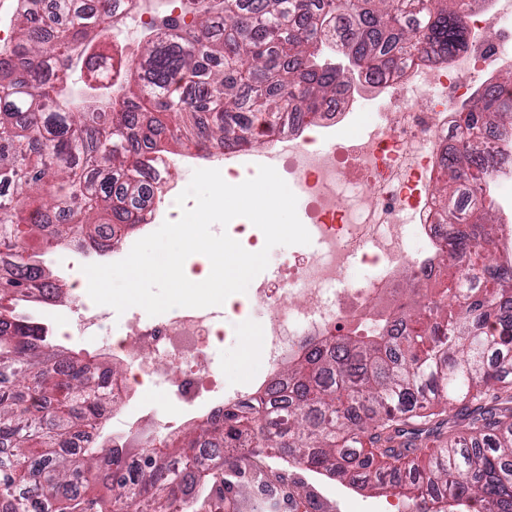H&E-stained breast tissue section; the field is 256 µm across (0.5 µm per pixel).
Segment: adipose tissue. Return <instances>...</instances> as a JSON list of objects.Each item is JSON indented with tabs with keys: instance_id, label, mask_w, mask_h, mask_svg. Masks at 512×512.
I'll return each mask as SVG.
<instances>
[{
	"instance_id": "ef3b65f1",
	"label": "adipose tissue",
	"mask_w": 512,
	"mask_h": 512,
	"mask_svg": "<svg viewBox=\"0 0 512 512\" xmlns=\"http://www.w3.org/2000/svg\"><path fill=\"white\" fill-rule=\"evenodd\" d=\"M172 231L177 245L169 252L164 271L173 288L195 300L207 299L212 280L241 276L254 258L228 241L201 236L193 222L173 225Z\"/></svg>"
}]
</instances>
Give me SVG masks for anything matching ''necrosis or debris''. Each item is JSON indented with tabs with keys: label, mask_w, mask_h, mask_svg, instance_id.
Returning <instances> with one entry per match:
<instances>
[{
	"label": "necrosis or debris",
	"mask_w": 512,
	"mask_h": 512,
	"mask_svg": "<svg viewBox=\"0 0 512 512\" xmlns=\"http://www.w3.org/2000/svg\"><path fill=\"white\" fill-rule=\"evenodd\" d=\"M464 23L473 31L498 28L501 38L473 45L444 63H424L379 78L359 76L316 120L292 114L288 132L265 151L238 148L208 157V164L234 178L261 165L283 168L307 202V229L317 250L286 259L276 285L259 291L266 307L263 333L270 360H285L322 336H343L401 315L407 309L408 285L426 286L439 277L437 256L451 244L432 184L460 137V107L489 77L512 68V0H486L465 14ZM369 103L379 105V113L363 130L351 133ZM154 170L155 202L142 221L146 235L176 219L175 201L182 191L170 181L165 161L155 160ZM356 260L375 268L377 277L344 284ZM122 334L114 357L128 374L116 403H128L130 394L144 385L167 382L169 369L181 367L185 374L174 392L177 400L222 408L224 390L217 385L209 351L226 333L213 311L181 307L147 327L133 314ZM132 336L150 342L156 354L129 350L126 340ZM303 480L297 468L270 476L255 484L252 497L235 512H341L337 502L318 490L297 494Z\"/></svg>",
	"instance_id": "1"
}]
</instances>
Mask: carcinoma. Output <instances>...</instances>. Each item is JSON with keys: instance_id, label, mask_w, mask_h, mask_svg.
Returning a JSON list of instances; mask_svg holds the SVG:
<instances>
[{"instance_id": "1", "label": "carcinoma", "mask_w": 512, "mask_h": 512, "mask_svg": "<svg viewBox=\"0 0 512 512\" xmlns=\"http://www.w3.org/2000/svg\"><path fill=\"white\" fill-rule=\"evenodd\" d=\"M17 0L0 43V302L46 291L25 242L45 248L133 230L152 203L151 158L173 142L206 152L255 147L290 112L317 118L361 73L450 58L478 39L462 23L478 0H124L148 39L132 59L104 55L124 20L114 0ZM84 69L82 86L73 68ZM461 117L465 137L434 186L453 239L450 284L413 289L398 324L330 335L289 358L250 404L136 451L77 441L112 398L119 370L56 352L44 329L0 311V512H197L219 485L222 448L268 457L349 486L396 492L418 512H512V261L486 245L496 219L478 195L454 226L453 185H492L485 125L512 120V70ZM105 484L107 493L93 487Z\"/></svg>"}]
</instances>
